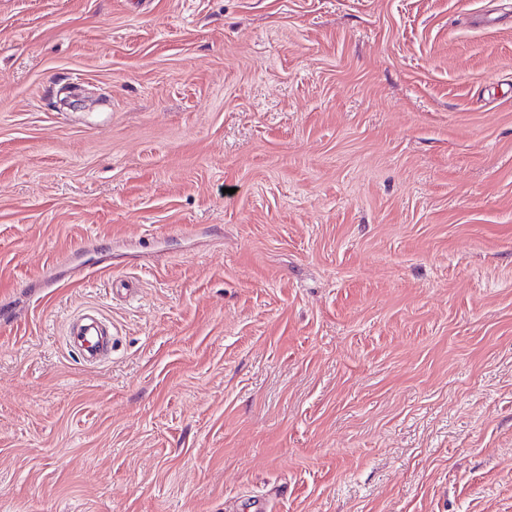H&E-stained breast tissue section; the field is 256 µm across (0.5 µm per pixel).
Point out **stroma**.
<instances>
[{"label": "stroma", "instance_id": "1", "mask_svg": "<svg viewBox=\"0 0 512 512\" xmlns=\"http://www.w3.org/2000/svg\"><path fill=\"white\" fill-rule=\"evenodd\" d=\"M0 512H512V0H0ZM69 345L84 362L93 363L112 352V333L101 314L86 308L69 328Z\"/></svg>", "mask_w": 512, "mask_h": 512}]
</instances>
